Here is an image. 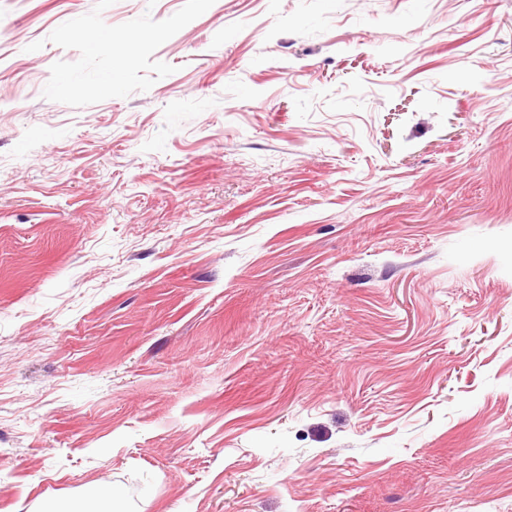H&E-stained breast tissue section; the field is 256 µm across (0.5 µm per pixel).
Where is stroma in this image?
Returning <instances> with one entry per match:
<instances>
[{"label":"stroma","instance_id":"1","mask_svg":"<svg viewBox=\"0 0 512 512\" xmlns=\"http://www.w3.org/2000/svg\"><path fill=\"white\" fill-rule=\"evenodd\" d=\"M512 512V0H0V512Z\"/></svg>","mask_w":512,"mask_h":512}]
</instances>
